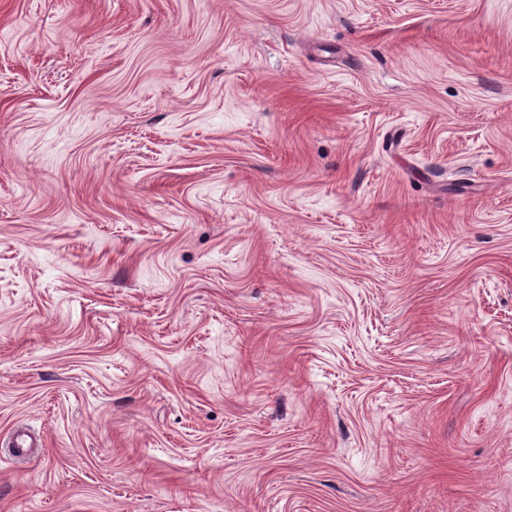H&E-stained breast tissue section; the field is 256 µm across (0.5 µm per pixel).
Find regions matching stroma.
I'll list each match as a JSON object with an SVG mask.
<instances>
[{
    "label": "stroma",
    "instance_id": "1",
    "mask_svg": "<svg viewBox=\"0 0 512 512\" xmlns=\"http://www.w3.org/2000/svg\"><path fill=\"white\" fill-rule=\"evenodd\" d=\"M0 512H512V0H0Z\"/></svg>",
    "mask_w": 512,
    "mask_h": 512
}]
</instances>
